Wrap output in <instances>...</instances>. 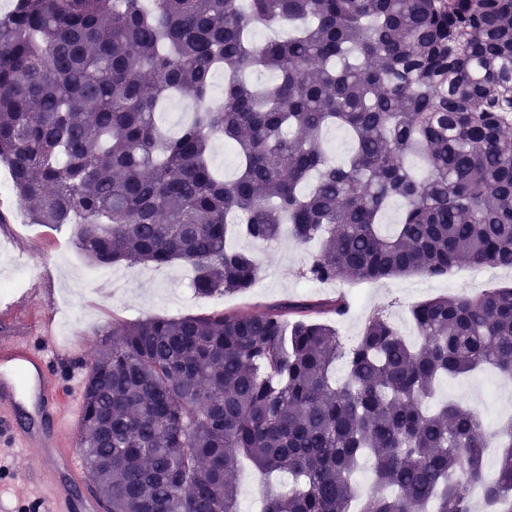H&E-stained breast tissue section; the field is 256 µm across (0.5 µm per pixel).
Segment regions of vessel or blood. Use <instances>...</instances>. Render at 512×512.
I'll list each match as a JSON object with an SVG mask.
<instances>
[{
	"label": "vessel or blood",
	"instance_id": "b4317fda",
	"mask_svg": "<svg viewBox=\"0 0 512 512\" xmlns=\"http://www.w3.org/2000/svg\"><path fill=\"white\" fill-rule=\"evenodd\" d=\"M39 347L15 341L0 346V407L12 408V417L0 420L9 447H36L42 453L41 476L52 487L38 505L39 512H61L73 497L82 462L75 449L74 425L81 401L56 389L51 366L63 352L49 320L38 321Z\"/></svg>",
	"mask_w": 512,
	"mask_h": 512
}]
</instances>
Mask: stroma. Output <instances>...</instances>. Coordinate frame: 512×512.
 Wrapping results in <instances>:
<instances>
[{"mask_svg": "<svg viewBox=\"0 0 512 512\" xmlns=\"http://www.w3.org/2000/svg\"><path fill=\"white\" fill-rule=\"evenodd\" d=\"M22 213L15 192L0 198V301L25 293L31 296L21 313L0 316V345L33 339V321L51 313L55 334L70 355L69 360L53 366L56 385L61 389L68 388L76 361H89L95 348L104 343L103 330L115 319L132 322L158 316H199L216 309L258 313L291 301L319 306L343 295L351 303L350 313L342 318L332 314L326 317L338 336H360L366 321L381 312L413 341L417 338L413 306L470 290V269L466 266L439 279L409 276L378 282L343 280L312 287L298 276L307 261V249L286 237L267 244L232 229L227 235L228 248L250 253L259 265L255 283L245 291L222 297L195 294L188 281L189 268L185 262L175 261L161 267L150 282L143 279L142 267L115 266L112 284L89 297L85 291L92 282L86 274L93 266L78 253L72 228L30 224ZM494 376V371L484 369L448 379L446 385L436 386L433 399L460 402L483 420L493 415L498 421H506L512 416V400L481 392ZM41 464L38 449H18L15 470L0 471V499L20 500L24 512H36L32 498L16 497L12 477L17 471L37 474Z\"/></svg>", "mask_w": 512, "mask_h": 512, "instance_id": "obj_1", "label": "stroma"}]
</instances>
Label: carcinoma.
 <instances>
[{"instance_id":"obj_1","label":"carcinoma","mask_w":512,"mask_h":512,"mask_svg":"<svg viewBox=\"0 0 512 512\" xmlns=\"http://www.w3.org/2000/svg\"><path fill=\"white\" fill-rule=\"evenodd\" d=\"M286 22L255 43L253 22ZM227 76L207 104L213 71ZM278 72L254 87L249 71ZM200 103L164 133L170 95ZM350 133L333 163L322 133ZM238 150L234 180L209 162ZM0 163L29 222L73 227L92 263L190 264L201 295L254 283L227 218L263 242L320 240L317 283L512 269V0H16L0 15ZM400 203L398 222L382 230ZM372 317L341 350L274 309L112 321L84 379L78 450L107 512H238L241 462L288 474L263 512H512V421L497 467L479 417L424 401L486 365L512 380V287ZM348 375L336 381V360Z\"/></svg>"}]
</instances>
